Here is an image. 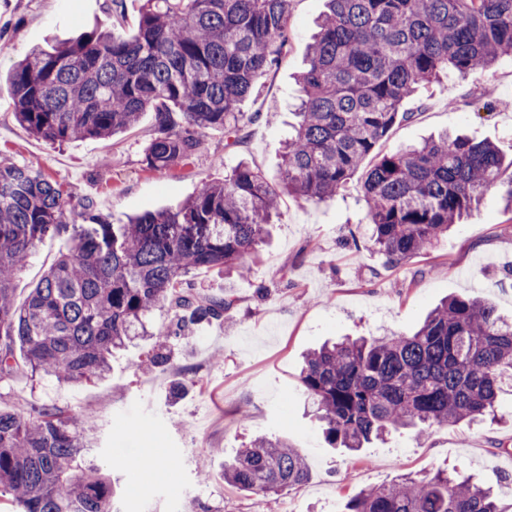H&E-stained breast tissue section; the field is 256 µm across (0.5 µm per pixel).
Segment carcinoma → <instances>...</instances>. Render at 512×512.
<instances>
[{"label":"carcinoma","instance_id":"cac0c4a2","mask_svg":"<svg viewBox=\"0 0 512 512\" xmlns=\"http://www.w3.org/2000/svg\"><path fill=\"white\" fill-rule=\"evenodd\" d=\"M291 0H144L137 30H92L31 49L7 73L15 115L52 144L107 138L155 113L145 149L150 170L194 161L205 129L232 143L252 121L240 108L259 75L287 52ZM299 75V122L285 145L281 189L242 160L203 182L176 209L111 224L76 210L41 173L0 159V382L26 373L93 382L135 336H185L235 305L201 297L192 275L243 274L269 233L281 193L321 202L375 155L363 184L370 240L397 266L426 251L499 189L512 212V160L489 142L446 135L393 153L375 149L403 103L451 70L477 80L512 55V0H326ZM67 252L25 303L14 281L43 238L67 227ZM174 315L168 330L153 311ZM23 350L17 358L15 347ZM160 346L142 360L159 371ZM300 383L331 448L358 451L400 429L496 418L512 392V321L489 303L453 296L411 334L344 337L308 352ZM87 429L42 406L33 418L0 410V505L20 512H116L109 477L76 465ZM303 456L279 437H257L224 464V480L256 495L305 482ZM338 512H512L460 472L402 475L343 501Z\"/></svg>","mask_w":512,"mask_h":512}]
</instances>
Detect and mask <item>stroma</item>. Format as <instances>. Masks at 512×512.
Listing matches in <instances>:
<instances>
[{
	"label": "stroma",
	"mask_w": 512,
	"mask_h": 512,
	"mask_svg": "<svg viewBox=\"0 0 512 512\" xmlns=\"http://www.w3.org/2000/svg\"><path fill=\"white\" fill-rule=\"evenodd\" d=\"M143 0H0V71L30 49L76 37L99 26L136 30ZM325 0H292L288 55L256 80L242 105L257 113L240 143L227 147L223 130L208 129L188 165L149 170L143 153L155 134L153 113H143L126 132L104 139L51 144L33 136L14 116L6 81H0V156L41 172L61 185L73 205L92 203L113 224L127 216L178 205L204 181L223 180L248 161L278 182L283 147L295 121L303 68L315 21ZM457 109H449V99ZM512 56L499 59L481 83L449 74L422 87L377 147L388 153L443 131L488 141L512 155ZM359 168L347 187L323 203L288 195L268 244L247 275L198 271L205 296L236 300L226 323H200L186 340L170 342L171 368L150 375L138 365L154 345L138 338L112 355L102 380L61 384L48 376L20 375L0 383V408L28 416L32 407L54 405L95 431L82 466L117 478L127 512H191L193 501L213 512H337L361 489L403 474L461 469L512 500V426L494 421L468 427L436 426L424 437L395 433L382 443L347 454L327 447L307 411L299 376L304 354L343 336H383L415 329L451 295L485 299L512 317V213L498 190L485 193L471 213L428 252L388 266L371 247L362 218L365 202ZM68 234L45 240L14 282L24 302L42 273L68 243ZM186 393L176 396V382ZM257 436H283L303 455L308 479L267 496L241 491L224 480V462ZM130 453L173 460L175 470L131 485L117 466Z\"/></svg>",
	"instance_id": "obj_1"
}]
</instances>
